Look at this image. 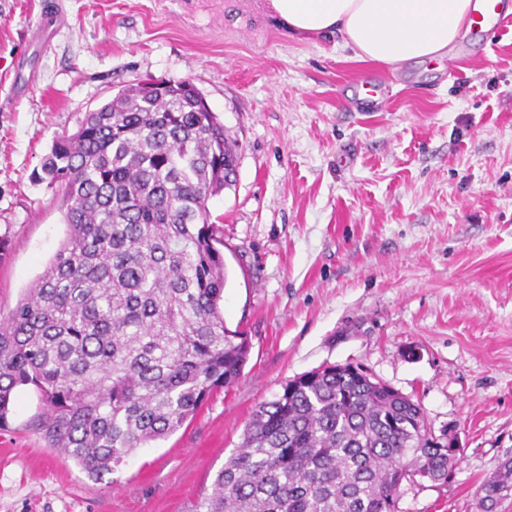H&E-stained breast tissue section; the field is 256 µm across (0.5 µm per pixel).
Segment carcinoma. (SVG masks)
I'll list each match as a JSON object with an SVG mask.
<instances>
[{
    "label": "carcinoma",
    "mask_w": 512,
    "mask_h": 512,
    "mask_svg": "<svg viewBox=\"0 0 512 512\" xmlns=\"http://www.w3.org/2000/svg\"><path fill=\"white\" fill-rule=\"evenodd\" d=\"M187 84L152 96L128 84L55 140L41 170L68 234L0 313V425L15 389L34 386L48 445L94 480L192 420L250 352L224 326L208 208L236 182L237 145ZM451 467L419 403L329 365L255 409L195 512H400L401 483ZM511 488L507 461L480 486L479 512Z\"/></svg>",
    "instance_id": "obj_1"
}]
</instances>
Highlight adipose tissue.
Here are the masks:
<instances>
[{"label":"adipose tissue","mask_w":512,"mask_h":512,"mask_svg":"<svg viewBox=\"0 0 512 512\" xmlns=\"http://www.w3.org/2000/svg\"><path fill=\"white\" fill-rule=\"evenodd\" d=\"M291 37L340 34L361 61L393 65L447 55L469 24L471 0H265Z\"/></svg>","instance_id":"1"}]
</instances>
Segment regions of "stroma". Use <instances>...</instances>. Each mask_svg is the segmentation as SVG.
<instances>
[{
  "label": "stroma",
  "mask_w": 512,
  "mask_h": 512,
  "mask_svg": "<svg viewBox=\"0 0 512 512\" xmlns=\"http://www.w3.org/2000/svg\"><path fill=\"white\" fill-rule=\"evenodd\" d=\"M42 0H0V312L67 234L40 163L125 85L188 80L238 144L237 182L209 201L227 272L224 324L248 336L239 381L192 421L95 481L39 429L19 387L0 427V512H194L257 406L325 365L364 368L457 436L447 482L400 512H477L512 460V27L461 35L447 61L357 60L339 36L289 37L262 0H62L47 50ZM378 77L387 111L351 84ZM64 24L59 2L44 0L39 23L31 33V41L47 47V41L55 31Z\"/></svg>",
  "instance_id": "stroma-1"
}]
</instances>
